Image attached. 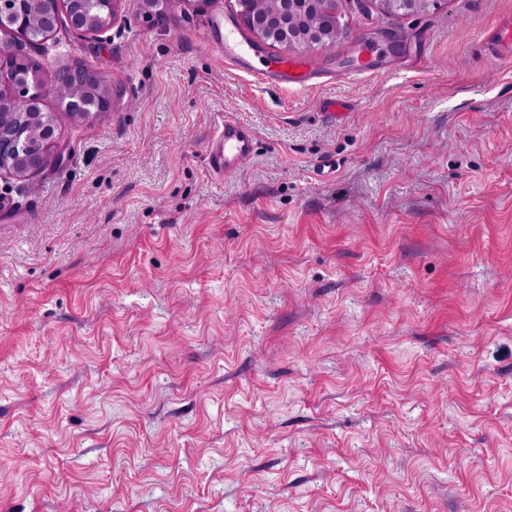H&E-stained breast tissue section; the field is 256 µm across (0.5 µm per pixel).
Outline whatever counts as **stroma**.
Segmentation results:
<instances>
[{
	"instance_id": "35a3bbf8",
	"label": "stroma",
	"mask_w": 512,
	"mask_h": 512,
	"mask_svg": "<svg viewBox=\"0 0 512 512\" xmlns=\"http://www.w3.org/2000/svg\"><path fill=\"white\" fill-rule=\"evenodd\" d=\"M341 14L310 88L225 61L235 0L38 53L112 106L0 179V512H512V0ZM481 43L490 58H507L510 62L512 57V16H503L496 20ZM504 54L507 55L504 56ZM255 146L253 132L232 120H223L212 142L210 167L224 175L241 167L251 157Z\"/></svg>"
}]
</instances>
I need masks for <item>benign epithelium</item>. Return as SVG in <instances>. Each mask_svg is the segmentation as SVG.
<instances>
[{
  "label": "benign epithelium",
  "mask_w": 512,
  "mask_h": 512,
  "mask_svg": "<svg viewBox=\"0 0 512 512\" xmlns=\"http://www.w3.org/2000/svg\"><path fill=\"white\" fill-rule=\"evenodd\" d=\"M382 12L404 11L423 13L431 0H366ZM64 6L66 24L79 37L98 36L107 30L110 21H94L69 4L73 0H58ZM139 13L152 18H163L170 12L171 0H137ZM240 14L245 17L254 39L258 43H280L285 49L332 48L347 35L346 25L341 22L339 0H237ZM60 17L46 14L42 18L41 32L19 39V27L12 22L10 0H0V62L15 54H30L36 51L57 30ZM8 90L0 91V178L8 175L19 182H26L40 172L48 163L49 156L37 151L32 139L22 135L17 124L4 119L7 112L22 104L26 107L23 116L40 126V140L50 150L56 148V113L38 112L36 107L44 105L49 93H56V71L39 69L24 83L7 84ZM91 96L103 104L112 102L110 84L102 77L85 87L84 91L68 99L66 111L71 117L90 121L97 110L84 104Z\"/></svg>",
  "instance_id": "benign-epithelium-1"
}]
</instances>
